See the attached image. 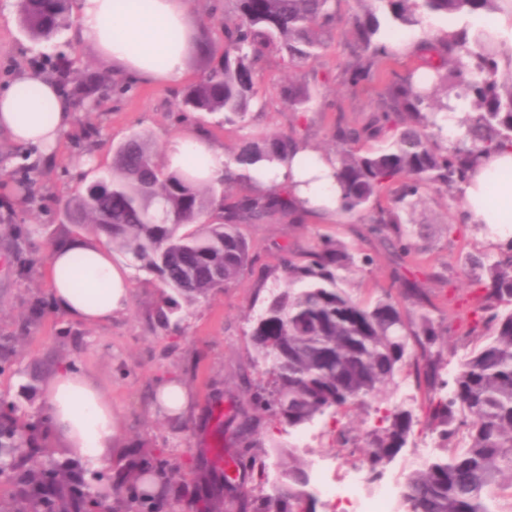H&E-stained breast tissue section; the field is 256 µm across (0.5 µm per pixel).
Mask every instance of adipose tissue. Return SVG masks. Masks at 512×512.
Returning <instances> with one entry per match:
<instances>
[{"mask_svg":"<svg viewBox=\"0 0 512 512\" xmlns=\"http://www.w3.org/2000/svg\"><path fill=\"white\" fill-rule=\"evenodd\" d=\"M192 0H77V38L108 58L115 70L140 82L169 84L185 74L195 45L190 21ZM73 114L58 84L38 73H26L0 92V130L21 146L50 156L70 127ZM224 150L218 144L182 133L169 139L168 170L199 171L209 184L224 176ZM332 157L299 146L289 164L265 168L266 184H285L298 200L313 208L335 209L336 185ZM467 221L482 225L494 245L512 242V148L482 154L461 187ZM86 259L84 278L97 287L95 298L79 294L65 280L74 256ZM54 306L69 318L105 325L125 311L130 297L126 266L112 259L107 242L56 248L49 253ZM47 430L62 439L71 454L91 470L111 460L119 437L118 417L108 394L86 374L64 364L43 385ZM194 393L175 380L157 386L151 407L169 418L187 417Z\"/></svg>","mask_w":512,"mask_h":512,"instance_id":"adipose-tissue-1","label":"adipose tissue"}]
</instances>
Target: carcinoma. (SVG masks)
Listing matches in <instances>:
<instances>
[{
    "label": "carcinoma",
    "instance_id": "obj_1",
    "mask_svg": "<svg viewBox=\"0 0 512 512\" xmlns=\"http://www.w3.org/2000/svg\"><path fill=\"white\" fill-rule=\"evenodd\" d=\"M340 0H224L222 38L203 39L204 71L176 91L182 112L220 114L226 126L243 131L237 151L224 163V179L198 185L159 163L150 138L135 133L116 146L112 170L67 203V219L105 238L112 251L131 257L155 275L168 313L237 281L255 266L241 232L244 224L281 220L304 224L309 210L288 186L232 194V184L250 185L266 162L293 158L295 131L249 130L260 65L275 56L298 67L342 30ZM350 60L340 81L359 88L383 84L377 106L360 121L342 112L328 129L334 144L336 210L365 213L367 234L391 251L398 267H415L431 254L415 241L407 216L429 191L452 194L467 181L481 153L512 148V56L493 39L481 40L464 25L434 38L409 56L418 64L401 74L389 67L398 57L389 38L432 16L463 18L499 9L500 0H356ZM19 24L36 44L51 42L69 24L70 0H19ZM46 69L67 89L74 107L95 111L112 96V77L81 73L64 55L47 58ZM296 110L313 99L306 80L285 90ZM460 112L448 137V113ZM378 147L361 151L358 145ZM224 222L199 224L216 200ZM469 273L476 302L457 322L436 317L439 308L424 285L395 272L393 287L417 307L412 320L390 292L375 303L352 300L338 287L345 275L374 263L367 252L323 238L297 263L283 258L288 283L266 303L251 336L264 380L255 405L280 423L297 428L326 414L337 418L364 407L409 368L417 385L431 392L427 426L445 454L407 473L402 492L406 512H500L499 500L512 490V244L493 255L459 257ZM477 342L459 370L444 379L432 348L443 334ZM19 336H0V364L12 362ZM41 420L13 404H0V477L13 486L7 512H96L114 486L103 472H90L80 491L70 472L39 443ZM409 409H376L363 429L370 478L404 448L413 433ZM147 468L132 467L122 482L141 485L127 501L129 512H149L154 498L177 512L180 499L167 460L154 456ZM279 479L272 491L229 501L214 494L202 508L215 512H316L308 464L293 450L281 452Z\"/></svg>",
    "mask_w": 512,
    "mask_h": 512
}]
</instances>
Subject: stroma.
Returning a JSON list of instances; mask_svg holds the SVG:
<instances>
[{"mask_svg": "<svg viewBox=\"0 0 512 512\" xmlns=\"http://www.w3.org/2000/svg\"><path fill=\"white\" fill-rule=\"evenodd\" d=\"M16 10L17 0H0V14H12L11 20L0 23V87L12 84L20 70L38 69L43 53L42 47L22 32ZM55 47L76 67L108 71L115 84L127 83V74L113 70L111 62L79 42L73 30H65ZM349 58L348 39L340 34L318 49L316 59L304 69H290L276 57L267 60L256 77L258 107L251 116L252 131L293 129L313 151L331 154L327 131L336 112L359 119L375 108L380 98L379 85L351 89L340 83L338 74ZM304 78L315 80L316 90L309 109L297 112L282 97L281 89L289 80ZM175 91L172 84L138 82L128 93L103 101L98 111L75 113L50 164L33 170L28 187L10 173L21 163L19 146L0 136V159L10 167L9 172H0V336L16 334L20 324L28 326L18 355L0 370V397L28 412H42L44 396L40 383L30 379L31 365L44 359L73 364L110 394L120 414V438L112 455L110 480H119L124 465L146 446L168 460L175 482L185 491V502L194 504L200 498L199 470L213 465L215 449H235V460L245 470L252 458L264 457L270 448L294 444L295 429L279 426L262 412L255 413V432L248 439L238 440L231 426L238 411L251 409V389L262 378L263 367L254 361L250 333L267 298L287 281L280 264L282 255L298 260L320 238L343 240L376 258L373 266L343 281L353 299L370 304L388 288L404 311H413L414 306L402 298L400 289L391 286L395 259L376 241L355 234L356 218L340 214L332 223L312 217L304 224L275 220L243 225L241 231L259 259V269L246 271L238 281L208 297L182 305L168 324L157 320L162 305L158 279L135 267L130 270L128 306L111 325L91 326L60 315L53 307L46 275L49 252L87 236L84 229L67 221L64 205L111 167L117 144L141 132L149 135L161 157L169 138L192 131L219 143L225 154L235 152L238 129L224 125L218 115L178 112ZM91 125L99 134L88 141L83 131ZM457 215L455 202L434 192L412 215L413 222L424 225L428 233L433 259L448 266L447 281H430L426 287L440 310L453 320L472 303L468 272L458 264V254L497 252L477 226L457 223ZM14 228L38 231V250L23 264L17 262L9 245ZM169 379L179 380L197 395V408L184 419L174 421L150 410L156 386ZM399 384L412 388L409 406L417 417L412 438L387 467L388 473L403 477L418 441L431 439L432 433L423 422L426 390L417 389L414 377L406 372ZM373 408L349 409L336 422L327 416L312 422L311 428L318 434L317 453L344 465L362 462L363 448L337 443L336 427L362 428Z\"/></svg>", "mask_w": 512, "mask_h": 512, "instance_id": "obj_1", "label": "stroma"}]
</instances>
